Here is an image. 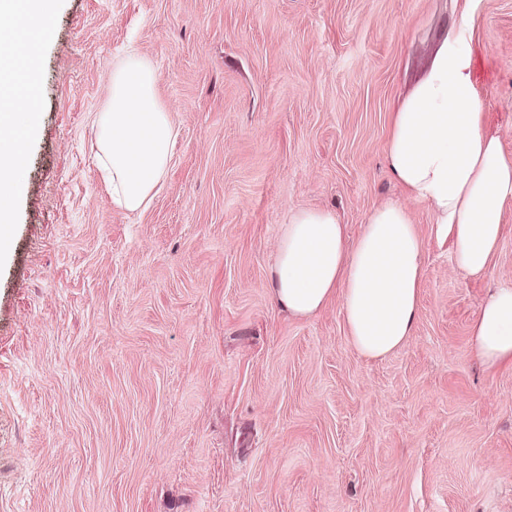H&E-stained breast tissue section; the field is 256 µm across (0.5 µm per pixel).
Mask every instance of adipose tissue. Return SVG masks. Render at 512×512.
Returning <instances> with one entry per match:
<instances>
[{
  "mask_svg": "<svg viewBox=\"0 0 512 512\" xmlns=\"http://www.w3.org/2000/svg\"><path fill=\"white\" fill-rule=\"evenodd\" d=\"M482 0H464L453 31L427 75L396 112L387 140L394 180L431 211L436 233L449 239L466 276H486L503 236L512 199V159L481 112L472 19ZM53 0H0V64L21 38L45 42ZM157 72L129 49L112 72V96L96 119L98 162L112 200L130 212L146 209L168 168L178 133L156 94ZM34 98L0 112V251L6 249L23 184L26 151L38 134ZM425 271L421 239L409 211L389 202L370 213L356 241L336 214L301 209L284 225L272 270L273 296L289 314L316 315L342 299L348 337L368 359L402 346L415 328ZM475 356L491 370L512 368V285L496 288L470 329Z\"/></svg>",
  "mask_w": 512,
  "mask_h": 512,
  "instance_id": "adipose-tissue-1",
  "label": "adipose tissue"
}]
</instances>
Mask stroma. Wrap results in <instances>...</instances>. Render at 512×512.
Wrapping results in <instances>:
<instances>
[{
    "instance_id": "1",
    "label": "stroma",
    "mask_w": 512,
    "mask_h": 512,
    "mask_svg": "<svg viewBox=\"0 0 512 512\" xmlns=\"http://www.w3.org/2000/svg\"><path fill=\"white\" fill-rule=\"evenodd\" d=\"M460 0H58L40 130L0 254V512H512V369L474 357L512 284V200L487 278L390 176L394 112ZM486 124L512 157V0L472 29ZM179 136L150 206L117 208L93 118L128 44ZM393 201L425 273L415 332L352 347L340 298L280 309L298 208L349 239Z\"/></svg>"
}]
</instances>
